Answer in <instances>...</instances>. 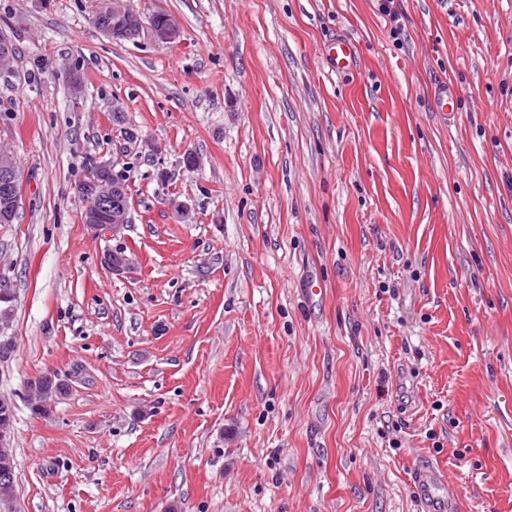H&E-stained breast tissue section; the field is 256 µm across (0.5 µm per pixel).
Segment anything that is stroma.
Returning a JSON list of instances; mask_svg holds the SVG:
<instances>
[{
	"instance_id": "35a3bbf8",
	"label": "stroma",
	"mask_w": 512,
	"mask_h": 512,
	"mask_svg": "<svg viewBox=\"0 0 512 512\" xmlns=\"http://www.w3.org/2000/svg\"><path fill=\"white\" fill-rule=\"evenodd\" d=\"M112 1L0 0L15 512H425L421 466L512 512V0H400V47L375 0H116L163 45ZM105 161L115 235L81 220ZM129 11L122 10L121 8L113 6L112 8H105L100 10L95 16V23L99 26L101 20L107 16L120 17L118 24L120 23L121 28L118 31L126 38H132L141 34V27L136 28L131 24V20H126L125 17L129 14ZM162 11H157L146 18V23L150 27L160 28L152 29L150 34L151 38L157 43H172L180 37V30L177 22L170 16ZM165 21V22H164ZM324 56L336 66V72L346 73L354 67L355 47L345 37L333 39L323 50ZM433 105L435 112H439L444 119L449 121L455 117L457 105V92L454 87L448 86V83L435 88L433 93ZM8 158H5V157ZM10 158V159H9ZM19 184L18 170L13 160L5 152L0 151V221L6 223L13 217L19 199L16 193ZM36 389L35 411L45 413L50 406L49 401L64 395L67 386L55 374L45 373L39 376L33 384Z\"/></svg>"
}]
</instances>
